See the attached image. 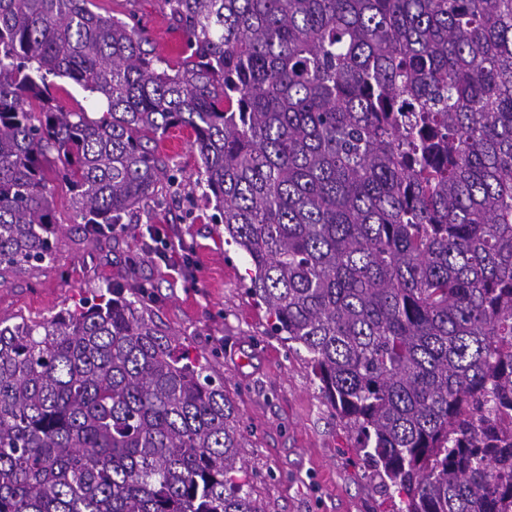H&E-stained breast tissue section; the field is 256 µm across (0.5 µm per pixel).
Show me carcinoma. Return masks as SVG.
I'll return each instance as SVG.
<instances>
[{"instance_id": "carcinoma-1", "label": "carcinoma", "mask_w": 512, "mask_h": 512, "mask_svg": "<svg viewBox=\"0 0 512 512\" xmlns=\"http://www.w3.org/2000/svg\"><path fill=\"white\" fill-rule=\"evenodd\" d=\"M91 3L0 0V270L54 261L47 153L119 224L188 127L250 295L397 512H512V0H163L174 63ZM107 291L0 324V512H264L224 379L145 284ZM51 80L56 84V96L66 107L75 109L82 107L92 119H98L102 116L103 111L93 109L91 104L93 96L89 92L72 85L67 79L51 78Z\"/></svg>"}]
</instances>
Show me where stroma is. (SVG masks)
<instances>
[{"instance_id":"obj_1","label":"stroma","mask_w":512,"mask_h":512,"mask_svg":"<svg viewBox=\"0 0 512 512\" xmlns=\"http://www.w3.org/2000/svg\"><path fill=\"white\" fill-rule=\"evenodd\" d=\"M141 28L146 48L176 54L161 35L172 25L161 0H93ZM162 146L183 173L162 206L138 209L121 236H91L71 207L65 183H52L55 261L7 276L0 322L39 321L93 300L128 272L147 283L149 313L176 346L224 379L244 431L254 498L264 512H393L362 468L356 437L329 409L308 354L271 332L272 320L248 293L254 268L212 223L214 206L198 187V156L188 130Z\"/></svg>"}]
</instances>
